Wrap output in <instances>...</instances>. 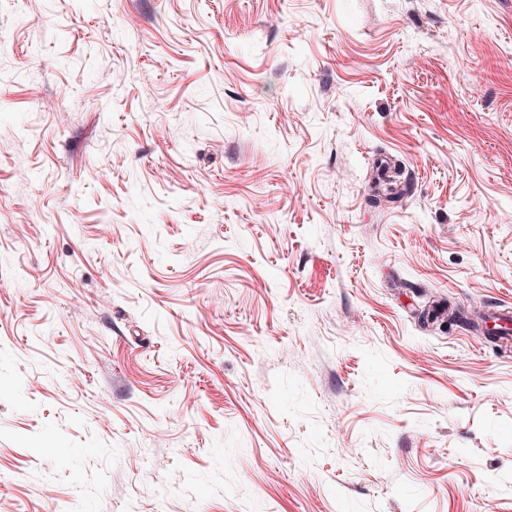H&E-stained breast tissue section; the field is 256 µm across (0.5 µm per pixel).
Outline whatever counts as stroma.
I'll list each match as a JSON object with an SVG mask.
<instances>
[{
	"label": "stroma",
	"instance_id": "stroma-1",
	"mask_svg": "<svg viewBox=\"0 0 512 512\" xmlns=\"http://www.w3.org/2000/svg\"><path fill=\"white\" fill-rule=\"evenodd\" d=\"M0 37V512H512V0ZM488 322L493 323L492 327L487 325ZM482 332L487 335L484 337L491 343L507 344L512 333V309L504 308L492 312L488 321L482 326Z\"/></svg>",
	"mask_w": 512,
	"mask_h": 512
}]
</instances>
